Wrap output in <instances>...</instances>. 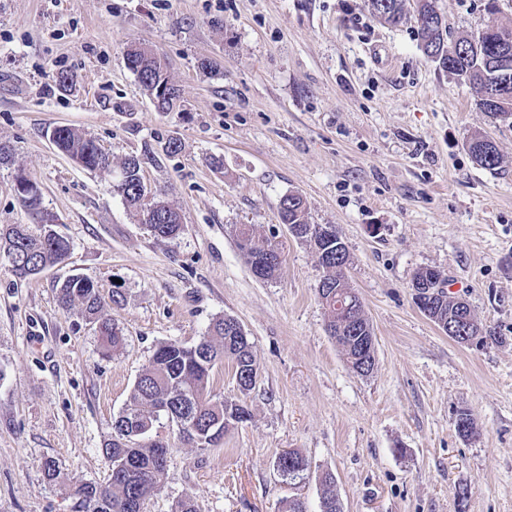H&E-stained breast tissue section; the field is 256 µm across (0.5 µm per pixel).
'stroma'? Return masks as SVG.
<instances>
[{
	"instance_id": "obj_1",
	"label": "stroma",
	"mask_w": 512,
	"mask_h": 512,
	"mask_svg": "<svg viewBox=\"0 0 512 512\" xmlns=\"http://www.w3.org/2000/svg\"><path fill=\"white\" fill-rule=\"evenodd\" d=\"M436 5L455 37L489 19L485 0ZM142 43L167 63L173 111H157L125 64ZM476 100L427 60L414 18L387 25L366 0H0V142L14 156L0 167V224L28 221L13 190L21 169L71 243L65 262L27 279L0 255V512H74L75 483H106L104 444L159 344L193 345L224 316L242 325L259 374L243 393L219 364L210 393L250 417L204 450L159 417L168 466L146 512L186 496L201 512H279L291 497L320 512L326 472L342 512H512V124ZM57 126L94 138L113 165L145 156L143 181L180 211L181 234L151 236L109 178L58 151ZM476 134L496 145L497 168L472 159ZM288 193L347 246L376 339L369 375L325 330L323 270L280 220ZM242 224L281 248L276 279L251 273ZM423 267L497 342L458 343L420 312ZM73 275L95 282L123 329L115 354L60 308ZM463 411L477 437L458 433ZM289 449L310 463L297 484L275 468Z\"/></svg>"
}]
</instances>
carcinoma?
Listing matches in <instances>:
<instances>
[{"label": "carcinoma", "instance_id": "cac0c4a2", "mask_svg": "<svg viewBox=\"0 0 512 512\" xmlns=\"http://www.w3.org/2000/svg\"><path fill=\"white\" fill-rule=\"evenodd\" d=\"M405 0H368L372 14L379 20L397 25L404 18ZM485 10L491 16L483 30L475 35L448 39V26L437 10L435 0H416L417 15L431 19L418 25L417 36L424 55L438 66L468 83L479 93L477 105L488 116L507 121L512 119V29L496 23L501 12L499 0H486ZM128 68L150 96L156 95L160 84L169 85L170 96L161 99L158 111L173 110L178 94L170 85L165 64L157 55H146L138 46L126 51ZM55 146L82 168L107 177L112 176V159L91 138L68 126L51 131ZM468 150L477 164L493 169L500 162L494 143L476 135L469 141ZM140 159L126 158L119 166L116 188L129 212L156 239L172 240L180 235L183 224L180 213L169 203L152 214L142 202ZM26 210L30 223L1 224L0 250L4 251L12 271L20 278L31 277V268L44 271L68 258L70 242L53 229L57 218L42 205L40 189L29 195H17ZM279 216L284 224L296 229L294 237L309 243L316 254H336V241L319 233L317 225L309 222L306 200L290 193L281 198ZM237 246L246 257L251 271L266 256L272 244L256 237L252 227L244 224L236 230ZM326 280L330 287L353 292L356 312L352 315L336 312L335 304H326V330L336 341L347 361L359 368L363 361L375 360L373 353L364 350V340L371 327L362 302L345 272H331ZM426 299L431 308L426 314L432 322L460 320L468 336L483 341L498 337L483 331L467 305L459 303L445 289L440 271L430 273L426 280ZM58 302L65 311L80 306L81 314L96 325L102 354L108 356L122 348L123 330L102 317L103 301L94 282L83 276H72L62 282L57 292ZM231 317L215 320L210 333L197 344L187 347L164 343L154 352L148 366L138 376L131 395L115 418L111 438L103 453L109 461L108 483L98 486L82 483L75 487L74 496L82 512H138L137 505L146 503L166 474L167 464L159 462L167 445L152 437L154 421L165 415L175 424L184 442L195 448L207 449L217 445L228 429L249 417L243 405L227 400H215L208 391L211 373L217 364L231 361L239 391L247 392L256 384L258 366L249 339L236 334L229 324ZM306 459L297 451H288L283 475L294 481L302 478ZM321 482L326 486L321 512H341L332 490L333 476L326 473Z\"/></svg>", "mask_w": 512, "mask_h": 512}]
</instances>
